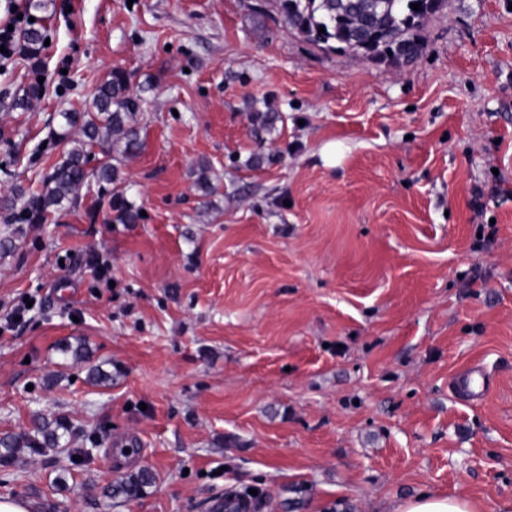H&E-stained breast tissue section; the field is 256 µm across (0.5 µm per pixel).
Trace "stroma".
<instances>
[{
  "label": "stroma",
  "mask_w": 512,
  "mask_h": 512,
  "mask_svg": "<svg viewBox=\"0 0 512 512\" xmlns=\"http://www.w3.org/2000/svg\"><path fill=\"white\" fill-rule=\"evenodd\" d=\"M27 2L48 44L0 69V198L40 188L68 149L60 113L112 70L144 145L113 154L117 188L43 223L0 209V315L34 301L0 329V436L37 415L72 431L0 467V499L511 501L512 0H448L397 69L312 44L275 0ZM114 190L133 221L111 219ZM474 370L488 388L461 400L450 382ZM119 440L140 458L113 460ZM143 470L138 496L106 497Z\"/></svg>",
  "instance_id": "1"
}]
</instances>
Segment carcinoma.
Wrapping results in <instances>:
<instances>
[{"label": "carcinoma", "mask_w": 512, "mask_h": 512, "mask_svg": "<svg viewBox=\"0 0 512 512\" xmlns=\"http://www.w3.org/2000/svg\"><path fill=\"white\" fill-rule=\"evenodd\" d=\"M419 4V10L411 8ZM446 0H279L284 21L317 46L330 47L334 42L373 60L410 63L420 58L424 42L420 31L427 20L440 11ZM325 32H320V29ZM41 33L30 29L25 33L23 47L30 57L37 56ZM139 111L124 74L113 71L97 90L83 112L60 113L57 136L75 143L63 159L45 178L39 192L19 188L16 196L25 198L20 218L39 224L46 217L73 204L88 180L87 164L95 149L106 150L95 171L101 182L117 179L116 168L110 162V152L123 144L122 153L131 155L140 147L139 131L132 122ZM70 432L69 422L61 417L33 419L31 431L23 436L5 435L0 438V466L10 465L19 448L54 449ZM151 476L143 471L118 485L108 487L106 496L116 494L132 498L150 483Z\"/></svg>", "instance_id": "cac0c4a2"}]
</instances>
